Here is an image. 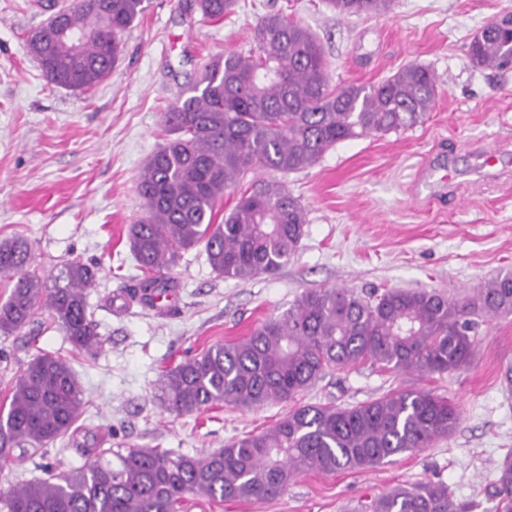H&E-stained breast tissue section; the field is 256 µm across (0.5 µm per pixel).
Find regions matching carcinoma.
<instances>
[{
  "mask_svg": "<svg viewBox=\"0 0 512 512\" xmlns=\"http://www.w3.org/2000/svg\"><path fill=\"white\" fill-rule=\"evenodd\" d=\"M391 4L329 0L338 17L380 15ZM195 6L203 19L219 21L235 2L195 0ZM144 9V0H74L30 37L29 52L48 82L91 89L112 73L121 35ZM62 28L88 34L81 49L59 34ZM254 37L256 53L213 58L187 95L164 112L167 139L137 183L144 216L128 228L142 272L128 289L134 302L156 307L177 288L172 267L198 246L226 277L276 272L306 234L300 199L282 182L260 177L217 224L224 193L250 173L307 169L339 142L410 128L435 103L434 75L414 64L377 85L331 86L314 35L280 14L263 16ZM468 53L479 67H512V13L483 28ZM30 267L26 241L0 242V280L12 283L0 304V331L27 326L42 304L73 349L96 350L101 341L87 297L97 268L72 262L49 288ZM499 316H512V271L498 273L462 301L435 290H391L367 300L349 289H308L282 316L167 372L165 407L183 415L217 403L252 409L286 402L326 370L362 362L408 375L455 371L472 358L477 318ZM81 395L65 359L35 355L0 416V462L13 460L23 444L37 451L64 441L80 415ZM459 417L447 398L402 388L351 407L297 406L273 426L205 455L84 447L82 467L0 494V512H181L190 494L275 499L300 472L371 469L427 448L450 436ZM492 488L503 512H512V452L498 462ZM465 509L443 482L399 483L369 506V512Z\"/></svg>",
  "mask_w": 512,
  "mask_h": 512,
  "instance_id": "carcinoma-1",
  "label": "carcinoma"
}]
</instances>
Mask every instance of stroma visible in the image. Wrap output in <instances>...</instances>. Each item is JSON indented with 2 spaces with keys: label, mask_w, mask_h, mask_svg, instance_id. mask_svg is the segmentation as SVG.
<instances>
[{
  "label": "stroma",
  "mask_w": 512,
  "mask_h": 512,
  "mask_svg": "<svg viewBox=\"0 0 512 512\" xmlns=\"http://www.w3.org/2000/svg\"><path fill=\"white\" fill-rule=\"evenodd\" d=\"M70 2L0 0V241L26 239L49 284L70 262L97 265L89 304L101 346L75 351L43 308L0 335L1 412L41 350L68 361L83 402L71 446L20 450L0 464V493L46 469L84 465L78 446L107 430L116 449L200 455L272 426L295 405L353 406L414 387L458 405L449 437L370 470L300 473L273 500L191 496L185 512H355L395 484L429 481L447 483L471 512H499L491 482L512 449V391L501 376L512 364V316L480 320L471 362L452 372L406 376L362 363L326 371L291 403H221L180 416L162 403L167 371L284 314L305 290H436L461 299L512 271V69L477 67L468 56L473 36L512 13V0H393L386 14L343 19L326 0H237L219 22L202 19L193 0H145L111 74L88 91L49 84L28 50L30 35ZM272 13L314 33L333 83L372 85L410 64L429 68L432 111L411 128L340 142L313 167L282 175L307 223L297 254L276 273L225 277L197 247L172 270L178 292L168 316L125 305L139 274L127 229L144 209L137 181L165 139L163 113L212 57L255 50V27ZM486 151L496 154L493 166L483 164Z\"/></svg>",
  "instance_id": "35a3bbf8"
}]
</instances>
